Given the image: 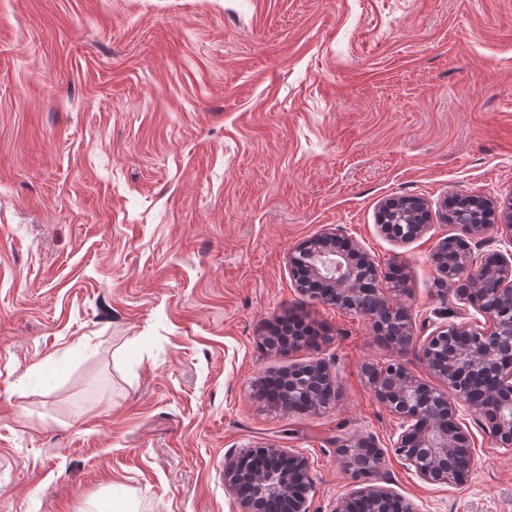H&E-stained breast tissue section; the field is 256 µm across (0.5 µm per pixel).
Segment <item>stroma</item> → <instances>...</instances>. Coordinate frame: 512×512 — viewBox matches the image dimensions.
<instances>
[{"mask_svg": "<svg viewBox=\"0 0 512 512\" xmlns=\"http://www.w3.org/2000/svg\"><path fill=\"white\" fill-rule=\"evenodd\" d=\"M406 194L512 204V0H0V512H112L116 483L133 512H241L224 467L258 444L305 454L330 512L354 438L415 512H512V449L470 413L467 482L403 464L363 375L399 355L288 267L335 229L405 274L418 338L483 324L435 287L459 226L381 232ZM290 315L321 342L270 351ZM317 358L326 411L255 396Z\"/></svg>", "mask_w": 512, "mask_h": 512, "instance_id": "stroma-1", "label": "stroma"}]
</instances>
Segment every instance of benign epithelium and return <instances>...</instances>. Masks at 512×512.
Listing matches in <instances>:
<instances>
[{
  "mask_svg": "<svg viewBox=\"0 0 512 512\" xmlns=\"http://www.w3.org/2000/svg\"><path fill=\"white\" fill-rule=\"evenodd\" d=\"M494 202L471 195L448 211L438 203L445 221L459 224L471 239H480L492 226L487 212ZM432 204L419 196L384 199L378 213L387 223L381 231L397 243H410L429 229ZM438 283L455 285L459 300L476 309L485 326L441 323L418 348V356L437 381L419 379L407 363L394 359L364 369L377 397L399 420L393 441L395 454L430 484H463L471 473L474 455L468 429L460 421V407L475 413L499 446L512 447V253L474 254L460 237L440 241L432 254ZM300 291L323 303L367 317L381 338L396 349L413 345L414 323L393 290L380 284V271L351 237L323 232L289 255ZM305 325L267 341L279 351H293L306 340ZM273 379L277 393L262 377L255 384L267 405L319 414L338 392L329 364L321 359L288 366ZM348 469L359 487L336 499L331 512H414L393 488L381 484L384 453L365 439L340 445ZM224 481L237 494L242 512H310L308 459L294 448L253 446L239 453L224 469Z\"/></svg>",
  "mask_w": 512,
  "mask_h": 512,
  "instance_id": "obj_1",
  "label": "benign epithelium"
}]
</instances>
